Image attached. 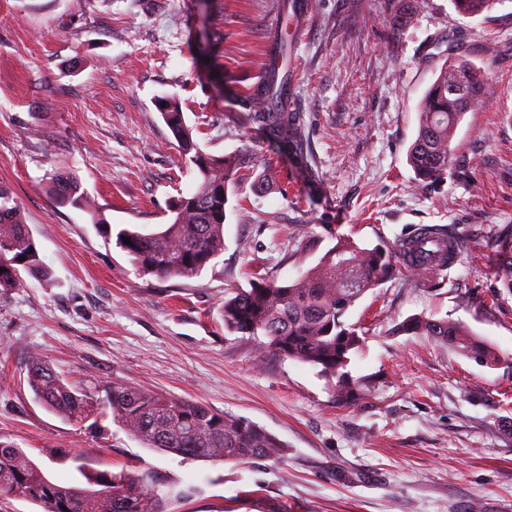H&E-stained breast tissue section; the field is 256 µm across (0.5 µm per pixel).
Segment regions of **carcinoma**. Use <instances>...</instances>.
I'll list each match as a JSON object with an SVG mask.
<instances>
[{"mask_svg":"<svg viewBox=\"0 0 512 512\" xmlns=\"http://www.w3.org/2000/svg\"><path fill=\"white\" fill-rule=\"evenodd\" d=\"M499 2L452 0L463 16L487 13ZM491 90L489 78L463 59L459 47L448 49V58L419 103L417 136L407 156L421 183L438 181L447 174L462 115L474 110ZM244 101L252 109L248 113L250 123L317 181L318 173L308 164L303 114L288 109V76H279V65L270 67L266 79L244 96ZM160 102L164 106L158 110L183 155L196 168L198 184L190 195L174 200L170 222L161 230L123 228L116 235V245L144 275L163 280L192 279L224 251L228 185L236 172L250 166L253 156L247 148L229 156L204 152L193 139L179 100L169 96ZM48 192L56 203L84 210L94 226L106 224L75 176L55 174ZM126 237L131 243H124ZM450 240L459 237L446 224L420 226L410 237L398 239L390 250L340 239L316 265L291 281L280 283L273 277H261L249 289H234L224 298V329L253 338L261 358L278 356L320 369L334 381L336 400L348 403L355 399L357 388L350 382L347 366L361 336L343 316L387 277L407 274L424 284L444 276L449 267L448 250L434 246ZM496 243L503 256L497 275L512 292V231L496 235ZM344 258L356 263L359 285L355 289L345 285ZM1 268L0 288H21L27 276L36 280L50 276L19 205L3 185ZM396 330L410 336H429L478 363L492 365L498 361L495 351L461 321L409 317L398 323ZM27 373L36 400L47 409L81 423L108 408L113 420L148 448L190 460L237 463L275 461L285 456L284 444L271 433L199 402L116 382L100 399L96 392L59 375L38 358L28 363ZM87 481L86 486L49 481L23 449L0 441V497L15 484L44 512H168L169 504L185 498V491L171 483L159 492L161 482L152 471L102 472Z\"/></svg>","mask_w":512,"mask_h":512,"instance_id":"carcinoma-1","label":"carcinoma"}]
</instances>
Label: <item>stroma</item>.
Instances as JSON below:
<instances>
[{
  "mask_svg": "<svg viewBox=\"0 0 512 512\" xmlns=\"http://www.w3.org/2000/svg\"><path fill=\"white\" fill-rule=\"evenodd\" d=\"M212 32L217 49L199 57ZM274 35L293 45L288 106L304 115L315 183L242 102ZM452 39L497 92L462 116L444 179L422 185L407 153ZM166 96L202 150L255 157L228 191L223 253L193 279L141 274L47 192L67 171L112 229L168 223L197 173L157 109ZM0 184L51 271L0 290V440L50 480L148 469L191 491L169 512H512V292L494 276L491 236L512 225V0L475 17L451 0H308L295 18L277 0H0ZM421 224L455 225L469 245L447 284L388 279L347 311L363 338L347 367L361 383L354 401L338 402L318 368L257 359L252 339L225 330L227 291L250 288L253 273L288 281L338 238L386 247ZM414 315L466 322L499 363L396 334ZM34 357L83 385L206 403L288 453L188 460L108 415L68 422L35 401Z\"/></svg>",
  "mask_w": 512,
  "mask_h": 512,
  "instance_id": "obj_1",
  "label": "stroma"
}]
</instances>
